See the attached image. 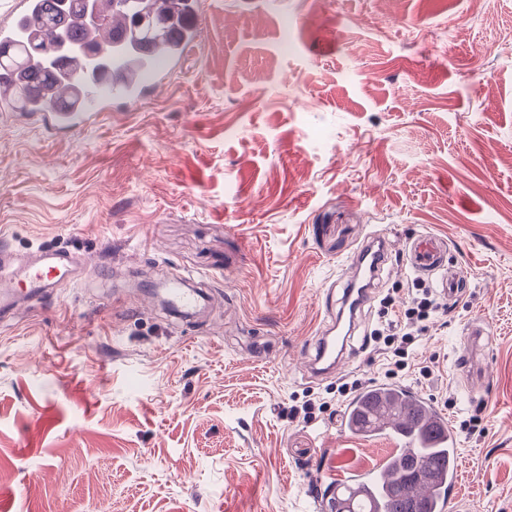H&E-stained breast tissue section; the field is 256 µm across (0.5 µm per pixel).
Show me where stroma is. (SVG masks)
Here are the masks:
<instances>
[{
  "label": "stroma",
  "instance_id": "1",
  "mask_svg": "<svg viewBox=\"0 0 512 512\" xmlns=\"http://www.w3.org/2000/svg\"><path fill=\"white\" fill-rule=\"evenodd\" d=\"M150 98L58 131L0 112V233L90 257L0 322V512H322L397 441L336 434L305 355L326 284L373 235H435L467 277L429 318L421 393L462 436L448 512H512V0H200ZM467 28H460L461 16ZM109 270L100 278L97 265ZM208 295L175 317L153 290ZM434 278L394 264L359 335ZM484 313L477 399L454 336ZM327 403L289 419L308 395Z\"/></svg>",
  "mask_w": 512,
  "mask_h": 512
}]
</instances>
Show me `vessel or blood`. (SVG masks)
<instances>
[{"mask_svg": "<svg viewBox=\"0 0 512 512\" xmlns=\"http://www.w3.org/2000/svg\"><path fill=\"white\" fill-rule=\"evenodd\" d=\"M199 36L197 10L186 15L177 42L152 48L147 52L126 53L117 48L112 58V86L100 85L96 88L97 104L109 101L135 104L152 92V72L162 65L178 66L183 61L187 49ZM393 246L382 238L369 241L361 251L347 261L337 273V285L343 295L341 300L326 297L322 311L328 322L327 327L315 339V353L308 359L314 374L340 371L352 361L356 351L351 341L361 324L363 306L370 291L387 268ZM446 241L419 235L409 240L402 256L406 264L420 275L438 276L441 290L448 301L461 298L465 278L447 261ZM87 260L73 258L53 248L37 250L27 258H17L8 239H0V317L25 308L32 300L51 294L53 289L74 283ZM171 307L184 313L198 303L197 294L182 288L180 282H171L166 290ZM411 412L398 417L386 416L384 402L374 404V411L380 416V432L394 436L403 448H445L457 452L461 441L449 426L445 414L432 409L417 391L407 393ZM382 472H372L365 476L349 477L347 484L353 487L359 498L379 502ZM449 482L448 475L419 480L411 494L430 506H437L442 490Z\"/></svg>", "mask_w": 512, "mask_h": 512, "instance_id": "b4317fda", "label": "vessel or blood"}]
</instances>
